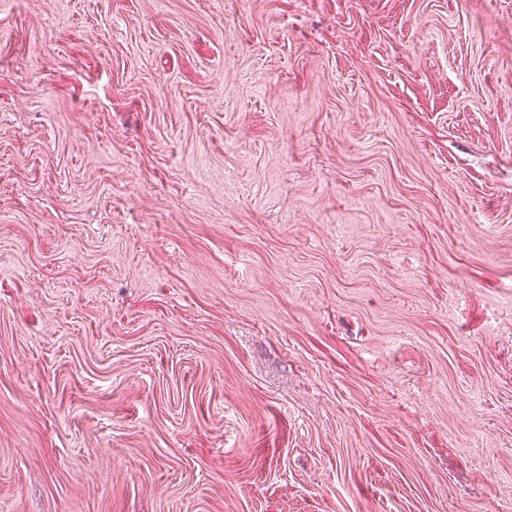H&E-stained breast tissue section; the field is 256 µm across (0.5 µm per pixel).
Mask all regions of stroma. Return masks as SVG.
I'll list each match as a JSON object with an SVG mask.
<instances>
[{
  "label": "stroma",
  "mask_w": 512,
  "mask_h": 512,
  "mask_svg": "<svg viewBox=\"0 0 512 512\" xmlns=\"http://www.w3.org/2000/svg\"><path fill=\"white\" fill-rule=\"evenodd\" d=\"M0 512H512V0H0Z\"/></svg>",
  "instance_id": "stroma-1"
}]
</instances>
